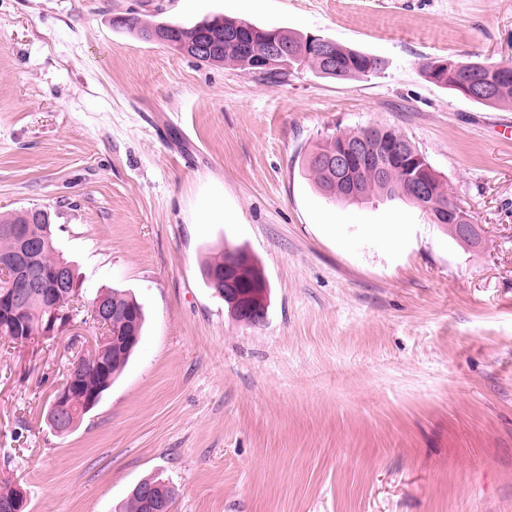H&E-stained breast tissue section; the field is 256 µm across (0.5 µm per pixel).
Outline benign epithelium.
<instances>
[{
    "label": "benign epithelium",
    "mask_w": 512,
    "mask_h": 512,
    "mask_svg": "<svg viewBox=\"0 0 512 512\" xmlns=\"http://www.w3.org/2000/svg\"><path fill=\"white\" fill-rule=\"evenodd\" d=\"M244 43V37L240 34L226 35L219 28H210L201 33L192 47V52L196 57L207 58L222 45L231 48L242 46ZM310 45L318 51L327 69H337L332 40L314 35ZM296 55L298 52L274 39L265 40L260 51L251 53L255 66L277 71L288 69V58ZM488 71L490 66L484 61L456 65V89L470 100L488 97L494 88ZM406 151V143L398 139L387 142L385 147L379 150L373 146L372 140L364 137L357 140L343 139L336 157L327 161L322 160L320 164L335 175L334 182L342 187L346 197L358 199L360 194L357 166L371 160L378 176L386 180L394 160L406 155ZM413 160L408 177L412 184L414 200L425 206L430 201L435 203L434 220L454 225L457 237L468 247H480L481 227L475 224L468 212L454 201L436 202L438 174L425 156L418 154ZM4 231L13 239L14 246L10 252L0 254V281L5 283V288L0 290V316L10 317L18 326L26 298L36 294L48 296L51 303L45 307L43 338L53 339L62 335L74 326L76 302L79 301V285L72 279L69 266L60 263L49 270L34 268L42 243L47 238V230L43 229L42 225L6 227ZM210 283L219 295L230 302V314L236 322L245 326H258L264 322L265 313L255 305L260 290L251 285L243 286L235 267L226 265L215 270L210 276ZM90 313L96 324L109 330V334L100 336L91 343V353L103 356L114 343L130 348L138 342L136 323L131 324V328L124 336L116 338L110 334L112 305L107 295L100 294L90 302ZM97 376V385L84 386L79 376V362H71L66 379L55 390L50 405V423L56 433L63 434L72 428L69 424V410L73 403H78L79 410L83 412L90 410L99 402L102 391L112 383V376L102 360L97 363ZM15 491L14 500L0 502V512H22L25 508L27 500L24 489L18 486Z\"/></svg>",
    "instance_id": "benign-epithelium-1"
}]
</instances>
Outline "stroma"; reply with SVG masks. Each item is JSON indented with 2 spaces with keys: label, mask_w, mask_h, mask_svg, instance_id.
<instances>
[{
  "label": "stroma",
  "mask_w": 512,
  "mask_h": 512,
  "mask_svg": "<svg viewBox=\"0 0 512 512\" xmlns=\"http://www.w3.org/2000/svg\"><path fill=\"white\" fill-rule=\"evenodd\" d=\"M134 14L317 35L386 61L273 84L121 28ZM512 63V0H0V213L47 210L87 295L142 304L141 344L65 435L48 409L94 328L0 339V474L26 512H115L142 480L173 512H512V107L426 61ZM392 127L484 229L472 252L405 200H327L333 132ZM241 247L257 327L203 280Z\"/></svg>",
  "instance_id": "1"
}]
</instances>
